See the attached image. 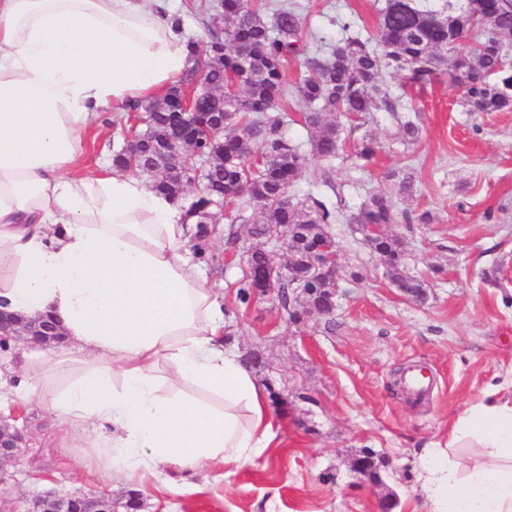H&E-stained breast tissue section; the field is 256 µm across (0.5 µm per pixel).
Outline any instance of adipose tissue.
Masks as SVG:
<instances>
[{
    "mask_svg": "<svg viewBox=\"0 0 512 512\" xmlns=\"http://www.w3.org/2000/svg\"><path fill=\"white\" fill-rule=\"evenodd\" d=\"M189 65L166 0H0V310L79 344L88 365L51 400L62 440L104 443L132 483L229 473L279 434L182 203L117 167L73 173L90 117L163 96ZM49 357L0 362V400L39 396ZM456 448L486 459L460 470ZM421 479L429 512H512V398L487 391L449 423Z\"/></svg>",
    "mask_w": 512,
    "mask_h": 512,
    "instance_id": "ef3b65f1",
    "label": "adipose tissue"
}]
</instances>
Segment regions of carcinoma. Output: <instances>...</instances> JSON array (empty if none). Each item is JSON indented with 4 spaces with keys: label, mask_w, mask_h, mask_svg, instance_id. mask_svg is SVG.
<instances>
[{
    "label": "carcinoma",
    "mask_w": 512,
    "mask_h": 512,
    "mask_svg": "<svg viewBox=\"0 0 512 512\" xmlns=\"http://www.w3.org/2000/svg\"><path fill=\"white\" fill-rule=\"evenodd\" d=\"M209 40L203 50L191 48L193 66L184 82L153 100L150 126L145 132L164 129L176 120L175 105L192 83L196 72L210 59V51H224L220 64L209 70V85L196 92L191 121L194 124L224 120V138L213 145L218 163L198 177L196 191L188 195L187 159L171 161L169 174L160 178L155 190L187 202V217L200 224L220 203L235 208L242 197L260 208V218L238 217L231 228L235 238L254 241L248 255L246 284L254 289L266 271L269 254L265 247L270 226L336 223V208L308 196L297 199L289 193L306 166L307 154L324 161L336 158L343 127L329 122L325 113L340 112L358 122L370 112H395L401 98L382 84V75H401L407 85L423 89L446 75L462 89V106L469 112H512V0H464L446 11L423 10L400 0H386L381 10L377 36H355L332 45L326 57L304 59V75L295 83L294 96L303 103L304 125L311 132L310 152L280 134L283 123L277 114L287 96L286 68L292 57L307 53L302 45L301 18L283 6L273 23L264 16L257 0H219L207 25ZM453 57H448V51ZM219 116H214V113ZM356 157L374 160L378 143L365 135L355 146ZM139 156L149 168L158 160L155 143L144 136L135 144L125 143L112 158L116 167L127 165L128 157ZM258 166L250 171L248 160ZM402 221L427 224L429 213L394 209L385 193L371 196L349 216L358 227L366 224H395ZM371 250L385 259L391 281L399 282L412 298L426 296V284L407 269V251L395 235L367 241ZM294 278L302 282L306 297L318 296L326 284L305 279L299 263L292 266Z\"/></svg>",
    "instance_id": "1"
}]
</instances>
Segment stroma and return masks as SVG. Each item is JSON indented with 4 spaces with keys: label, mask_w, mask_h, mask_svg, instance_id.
<instances>
[{
    "label": "stroma",
    "mask_w": 512,
    "mask_h": 512,
    "mask_svg": "<svg viewBox=\"0 0 512 512\" xmlns=\"http://www.w3.org/2000/svg\"><path fill=\"white\" fill-rule=\"evenodd\" d=\"M309 50L356 33H376L385 0H292ZM190 39L205 44L212 0H169ZM388 88L413 100L415 112L378 111L361 125H345L344 146L332 162L309 158L292 191L335 206L329 231L342 249L339 298L333 317L290 324L277 293L240 299L250 243L233 239L232 213L208 227L204 268L223 285L225 325L243 358L260 355L256 377L288 399L274 413L280 447L233 475L205 466L180 480L162 472L132 484L107 471L93 449L64 445L47 400L63 386L51 380L44 396L19 402L27 446L0 485V512H31L35 498L137 495L139 512H377L372 488L350 461L362 449L383 456L385 482L399 496L394 512H428L420 463L442 440L448 420L483 391L512 381V112H468L461 91L442 78L425 91L384 74ZM419 127L403 143L401 122ZM372 133L380 145L362 165L354 146ZM78 171L110 163L125 143L111 109L82 132ZM411 176V196H395L396 210H428L432 223L391 225L406 242L410 274L428 284L419 303L394 288L384 262L345 214L370 194L390 189L387 176ZM420 364L434 387L411 401L400 385L405 369Z\"/></svg>",
    "instance_id": "stroma-1"
}]
</instances>
